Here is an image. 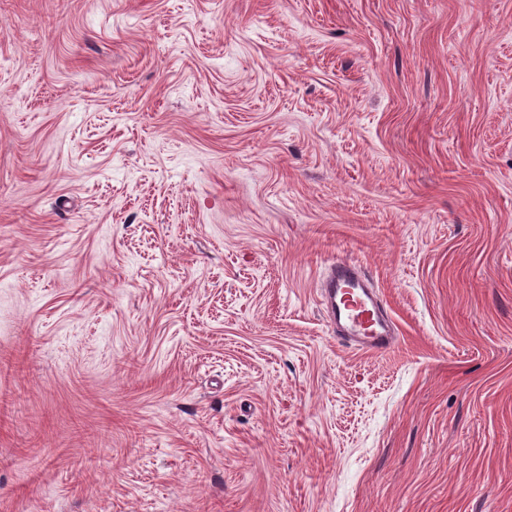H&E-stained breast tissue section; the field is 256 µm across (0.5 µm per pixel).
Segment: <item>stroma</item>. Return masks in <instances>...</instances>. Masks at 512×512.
<instances>
[{
	"label": "stroma",
	"mask_w": 512,
	"mask_h": 512,
	"mask_svg": "<svg viewBox=\"0 0 512 512\" xmlns=\"http://www.w3.org/2000/svg\"><path fill=\"white\" fill-rule=\"evenodd\" d=\"M0 512H512V0H0ZM320 295L338 343L365 352H382L395 343V326L356 262H333L320 281Z\"/></svg>",
	"instance_id": "35a3bbf8"
}]
</instances>
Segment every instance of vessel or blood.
I'll list each match as a JSON object with an SVG mask.
<instances>
[{
    "mask_svg": "<svg viewBox=\"0 0 512 512\" xmlns=\"http://www.w3.org/2000/svg\"><path fill=\"white\" fill-rule=\"evenodd\" d=\"M320 295L338 343L365 352L392 347L395 326L356 262H333L320 281Z\"/></svg>",
    "mask_w": 512,
    "mask_h": 512,
    "instance_id": "b4317fda",
    "label": "vessel or blood"
}]
</instances>
